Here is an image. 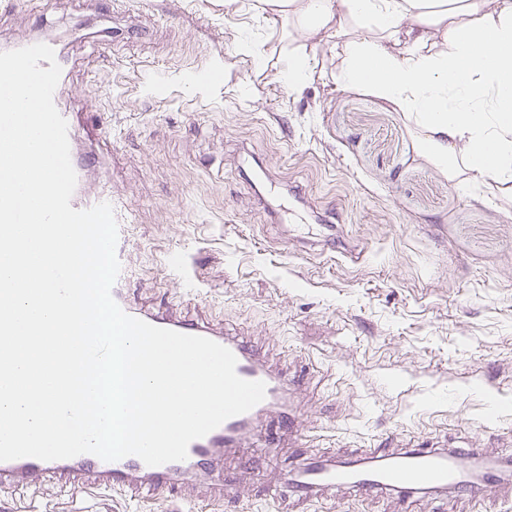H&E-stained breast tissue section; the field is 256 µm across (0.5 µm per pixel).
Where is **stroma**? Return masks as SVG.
Instances as JSON below:
<instances>
[{
  "label": "stroma",
  "instance_id": "1",
  "mask_svg": "<svg viewBox=\"0 0 512 512\" xmlns=\"http://www.w3.org/2000/svg\"><path fill=\"white\" fill-rule=\"evenodd\" d=\"M255 0H26L0 8V49L54 41L58 106L112 127L85 196L135 211L131 298L243 337L299 378L298 445L245 447L222 512H430L394 494L258 501L297 452L462 443L512 449V204L461 187L419 154L414 125L337 84L333 43L297 38ZM249 40L256 54L238 52ZM307 58L305 85L283 76ZM363 251L331 256L328 239ZM194 256L205 293L170 263ZM205 487L0 497V512H205Z\"/></svg>",
  "mask_w": 512,
  "mask_h": 512
}]
</instances>
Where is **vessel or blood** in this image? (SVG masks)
<instances>
[{
    "label": "vessel or blood",
    "mask_w": 512,
    "mask_h": 512,
    "mask_svg": "<svg viewBox=\"0 0 512 512\" xmlns=\"http://www.w3.org/2000/svg\"><path fill=\"white\" fill-rule=\"evenodd\" d=\"M96 201L111 204L118 225L117 257L120 263H127L133 213L119 199L104 192L92 201L83 198L81 192H74L71 206L84 210ZM126 280V274H119L112 287L114 300L126 314L159 328L203 336L227 347L237 359L236 372L241 378L265 383L264 400L193 441L186 460L150 467L135 456L117 461H104L91 454L54 461L20 458L0 462L1 492L52 479L64 488L91 486L126 491L143 485L153 496L161 497L171 490H186L202 482L208 486L210 502L220 503L230 497L236 484L235 476L224 469L226 455L252 440L272 446L275 438L266 424L270 414H277L283 434L297 430L301 414L299 379L286 368L269 363L258 349L238 337L167 310L136 306L126 289ZM479 457L478 449L444 445L370 451L351 458L334 453L298 463L287 471L280 489L304 501L327 490L353 491L363 496L389 492L405 499L419 494L433 501L451 495L480 496L497 489L503 475L493 464L476 473L466 470V462Z\"/></svg>",
    "instance_id": "vessel-or-blood-1"
}]
</instances>
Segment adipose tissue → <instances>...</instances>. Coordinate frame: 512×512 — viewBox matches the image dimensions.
<instances>
[{"label":"adipose tissue","mask_w":512,"mask_h":512,"mask_svg":"<svg viewBox=\"0 0 512 512\" xmlns=\"http://www.w3.org/2000/svg\"><path fill=\"white\" fill-rule=\"evenodd\" d=\"M301 37L335 41L337 81L415 123L455 184L512 190V0H258Z\"/></svg>","instance_id":"1"}]
</instances>
